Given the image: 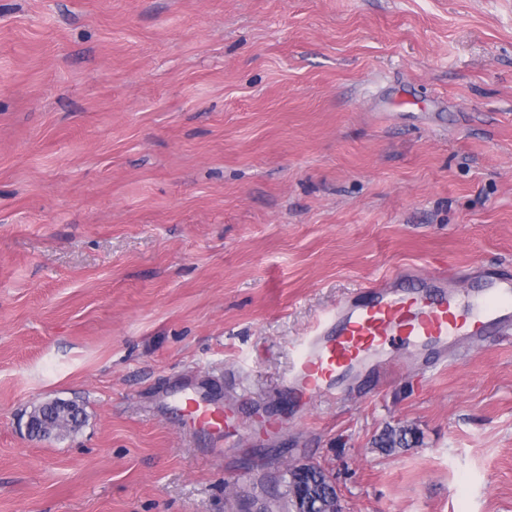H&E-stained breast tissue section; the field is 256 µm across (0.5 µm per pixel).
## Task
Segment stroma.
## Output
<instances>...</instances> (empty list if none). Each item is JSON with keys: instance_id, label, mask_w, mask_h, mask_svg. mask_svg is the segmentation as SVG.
<instances>
[{"instance_id": "35a3bbf8", "label": "stroma", "mask_w": 512, "mask_h": 512, "mask_svg": "<svg viewBox=\"0 0 512 512\" xmlns=\"http://www.w3.org/2000/svg\"><path fill=\"white\" fill-rule=\"evenodd\" d=\"M444 265L512 277V0H0V512H285L311 462L344 512H512V340L284 385L338 300ZM52 399L85 423L35 438ZM177 405L183 417L198 429L224 431V436L237 430L239 418L234 409L225 406L221 409L207 400L189 397L187 391L182 393ZM417 434L413 428L405 425H388L376 435L372 441L373 447L382 455L390 456L402 450L413 448Z\"/></svg>"}]
</instances>
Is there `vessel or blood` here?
<instances>
[{
    "mask_svg": "<svg viewBox=\"0 0 512 512\" xmlns=\"http://www.w3.org/2000/svg\"><path fill=\"white\" fill-rule=\"evenodd\" d=\"M469 278L463 271H416L367 284L358 300L340 302L301 342L287 377L292 398L335 397L338 383L357 367H385L384 349L397 337L414 350L452 354L493 332L511 336L512 279L484 274L478 287L460 289ZM177 405L196 428L237 430L234 409L185 394Z\"/></svg>",
    "mask_w": 512,
    "mask_h": 512,
    "instance_id": "vessel-or-blood-1",
    "label": "vessel or blood"
}]
</instances>
